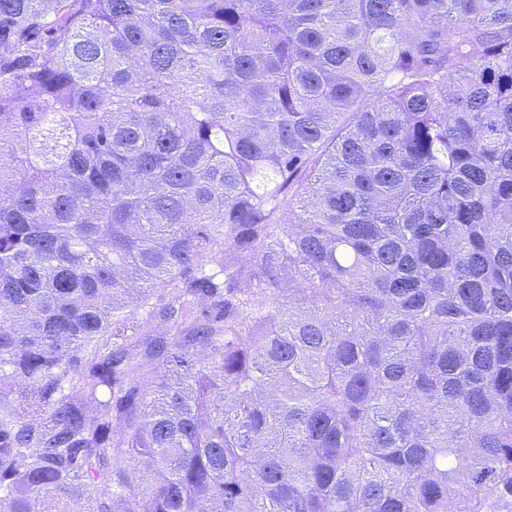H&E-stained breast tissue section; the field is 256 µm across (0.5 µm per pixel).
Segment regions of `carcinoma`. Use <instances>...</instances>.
I'll return each instance as SVG.
<instances>
[{
  "mask_svg": "<svg viewBox=\"0 0 512 512\" xmlns=\"http://www.w3.org/2000/svg\"><path fill=\"white\" fill-rule=\"evenodd\" d=\"M0 512H512V0H0Z\"/></svg>",
  "mask_w": 512,
  "mask_h": 512,
  "instance_id": "obj_1",
  "label": "carcinoma"
}]
</instances>
